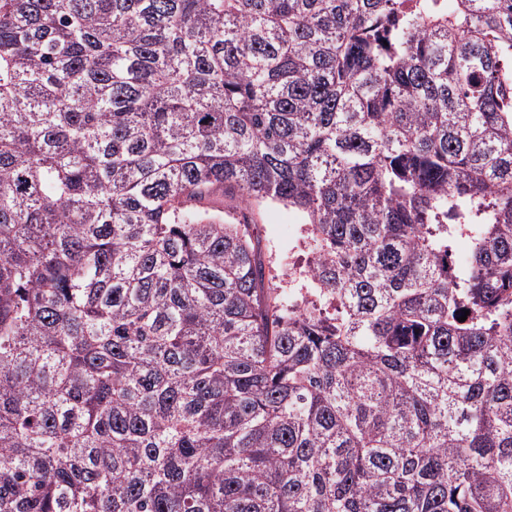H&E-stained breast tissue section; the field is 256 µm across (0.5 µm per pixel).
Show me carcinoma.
I'll return each instance as SVG.
<instances>
[{
	"label": "carcinoma",
	"mask_w": 512,
	"mask_h": 512,
	"mask_svg": "<svg viewBox=\"0 0 512 512\" xmlns=\"http://www.w3.org/2000/svg\"><path fill=\"white\" fill-rule=\"evenodd\" d=\"M511 86L512 0H0V512H512ZM254 219L256 224H259L262 245L267 259L272 262L279 273L285 275L276 279V284L288 290L289 268L294 271L292 263L305 265L309 252L304 247V224H299L300 220L295 212L281 205H263L255 214ZM289 262L291 265H288Z\"/></svg>",
	"instance_id": "carcinoma-1"
}]
</instances>
